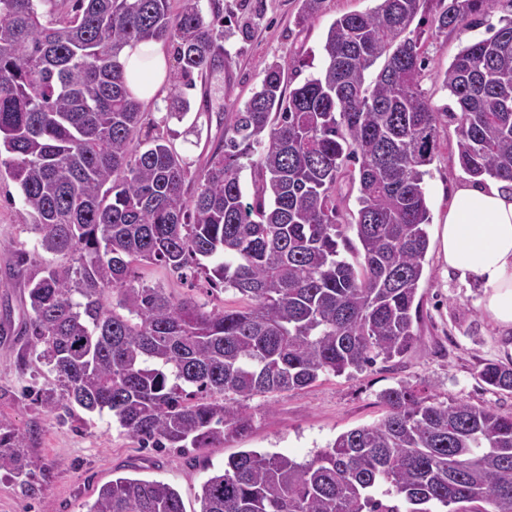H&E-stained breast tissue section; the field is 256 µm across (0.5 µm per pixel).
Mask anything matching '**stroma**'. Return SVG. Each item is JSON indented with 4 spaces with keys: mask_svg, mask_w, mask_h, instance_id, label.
<instances>
[{
    "mask_svg": "<svg viewBox=\"0 0 512 512\" xmlns=\"http://www.w3.org/2000/svg\"><path fill=\"white\" fill-rule=\"evenodd\" d=\"M218 5L224 15L223 69L186 89L191 109L183 119L169 117L166 95L142 107L143 134L164 137L194 171L223 136L225 113L241 107L258 87L265 63H288L298 81H305L324 64L322 45L331 23L342 14L372 9L375 0H323L318 15L303 25L296 22L299 0H219ZM510 16L512 0H494L480 26L448 29L425 42L420 89L434 106L453 102L439 74L460 48L490 37ZM438 143L424 181L430 246L419 284L413 348L359 372L325 375L300 390L256 396L247 403L253 417L247 436L184 451L141 447L107 413L60 418L31 400L29 386L49 388L56 379L36 360H29L24 370L17 364L31 340L24 333L29 305L21 280L13 275L14 252L24 249L35 267L53 263L54 257L41 249L18 186L10 178L0 179V418L32 434L26 450L29 467L49 476L43 496L33 499L0 471V512H82L103 484L119 476L167 482L179 491L186 512H199L202 483L228 457L254 449L308 459L340 433L378 423L385 414L380 392L402 381L428 384L439 402L463 399L512 413V393L490 390L477 378L483 363L504 362L512 351V329L501 328L483 313L478 305L482 284L449 273L439 250L451 192L468 175L458 162L454 123L440 121Z\"/></svg>",
    "mask_w": 512,
    "mask_h": 512,
    "instance_id": "1",
    "label": "stroma"
}]
</instances>
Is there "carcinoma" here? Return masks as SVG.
<instances>
[{
  "instance_id": "obj_1",
  "label": "carcinoma",
  "mask_w": 512,
  "mask_h": 512,
  "mask_svg": "<svg viewBox=\"0 0 512 512\" xmlns=\"http://www.w3.org/2000/svg\"><path fill=\"white\" fill-rule=\"evenodd\" d=\"M0 0V171L19 187L40 246L63 262L35 272L18 254L36 360L61 392L35 394L50 414H112L148 448H207L253 426L247 402L323 375L403 356L429 248L424 190L437 125L457 123L471 177L512 187V18L463 47L439 74L457 109L419 89L429 0H378L341 15L322 71L293 86L288 64L264 65L260 87L224 115L187 196L189 165L156 136L120 54L132 43L174 47L172 112L182 87L224 67V15L199 0ZM305 24L322 0H300ZM492 0H437L436 29L475 27ZM380 64L372 80L367 71ZM359 163L351 245L336 189ZM253 170L251 197L240 182ZM352 258H347L345 253ZM246 305L207 309L193 297L135 285L138 262ZM488 387L512 392V366L485 363ZM377 424L336 436L311 459L243 450L201 485L200 512H512V414L437 402L408 382L379 394ZM0 420V470L30 497L43 491ZM85 512H185L158 480L118 477Z\"/></svg>"
}]
</instances>
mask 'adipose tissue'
Listing matches in <instances>:
<instances>
[{
    "mask_svg": "<svg viewBox=\"0 0 512 512\" xmlns=\"http://www.w3.org/2000/svg\"><path fill=\"white\" fill-rule=\"evenodd\" d=\"M127 85L139 101L155 99L167 82L162 43H134L122 53ZM449 269L483 283L484 313L512 328V192L501 182L477 179L453 193L440 233Z\"/></svg>",
    "mask_w": 512,
    "mask_h": 512,
    "instance_id": "1",
    "label": "adipose tissue"
}]
</instances>
